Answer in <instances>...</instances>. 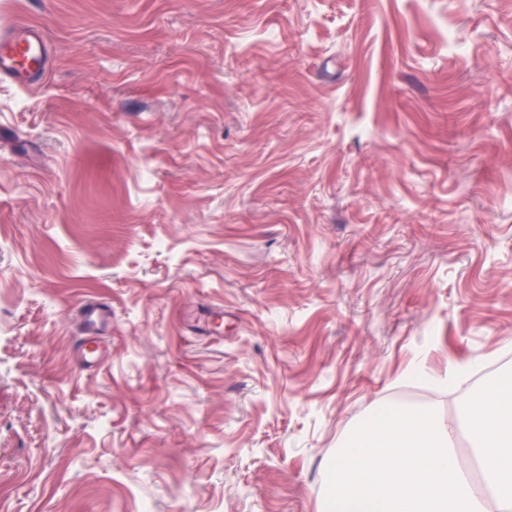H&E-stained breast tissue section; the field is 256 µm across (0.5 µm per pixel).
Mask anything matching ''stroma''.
Here are the masks:
<instances>
[{"label":"stroma","instance_id":"obj_1","mask_svg":"<svg viewBox=\"0 0 512 512\" xmlns=\"http://www.w3.org/2000/svg\"><path fill=\"white\" fill-rule=\"evenodd\" d=\"M1 22L51 68L0 79V512H320L373 413L512 368V0ZM78 316V361L85 370L93 371L104 360L105 350L101 339L112 326V307L99 301H87L80 308Z\"/></svg>","mask_w":512,"mask_h":512}]
</instances>
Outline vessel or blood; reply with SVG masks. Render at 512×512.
<instances>
[{"label": "vessel or blood", "instance_id": "vessel-or-blood-1", "mask_svg": "<svg viewBox=\"0 0 512 512\" xmlns=\"http://www.w3.org/2000/svg\"><path fill=\"white\" fill-rule=\"evenodd\" d=\"M48 47L41 29L15 25L0 30V76L23 87H34L46 76ZM112 325L111 306L85 302L79 311L78 361L88 371L100 367L104 359L103 334Z\"/></svg>", "mask_w": 512, "mask_h": 512}]
</instances>
